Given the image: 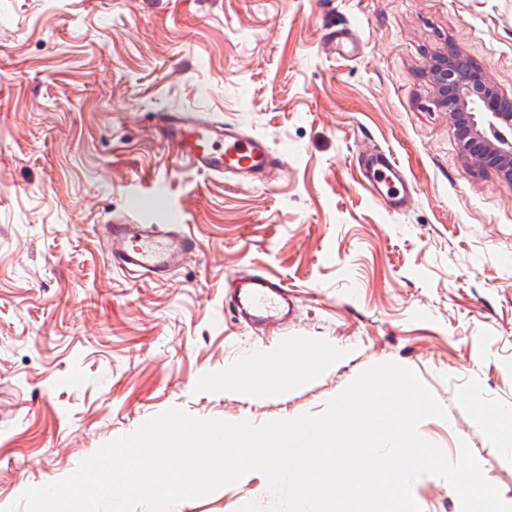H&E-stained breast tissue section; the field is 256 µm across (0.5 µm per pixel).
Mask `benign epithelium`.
Returning <instances> with one entry per match:
<instances>
[{
    "instance_id": "benign-epithelium-1",
    "label": "benign epithelium",
    "mask_w": 512,
    "mask_h": 512,
    "mask_svg": "<svg viewBox=\"0 0 512 512\" xmlns=\"http://www.w3.org/2000/svg\"><path fill=\"white\" fill-rule=\"evenodd\" d=\"M428 74L437 91V105L448 112L457 130L464 157L512 179V112L485 107L493 88L475 71H461L451 54L435 57Z\"/></svg>"
}]
</instances>
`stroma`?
Here are the masks:
<instances>
[{
	"mask_svg": "<svg viewBox=\"0 0 512 512\" xmlns=\"http://www.w3.org/2000/svg\"><path fill=\"white\" fill-rule=\"evenodd\" d=\"M354 55L336 56L338 30ZM468 57L512 99V0H0V512L169 410L198 420L320 414L372 366L413 371L445 409L419 435L468 444L512 503V447L471 392L512 408V181L462 157L427 70ZM212 112L285 153L273 179L197 171L153 133ZM389 151L412 186L381 206L360 154ZM155 197L198 248L166 284L115 270L97 225ZM266 270L297 297L287 331L255 335L224 304ZM311 350V376L264 394L236 372ZM421 512H462L424 475ZM250 472L171 512H268Z\"/></svg>",
	"mask_w": 512,
	"mask_h": 512,
	"instance_id": "35a3bbf8",
	"label": "stroma"
}]
</instances>
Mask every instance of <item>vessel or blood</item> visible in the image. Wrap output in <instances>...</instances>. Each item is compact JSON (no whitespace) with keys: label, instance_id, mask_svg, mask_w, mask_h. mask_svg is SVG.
<instances>
[{"label":"vessel or blood","instance_id":"vessel-or-blood-1","mask_svg":"<svg viewBox=\"0 0 512 512\" xmlns=\"http://www.w3.org/2000/svg\"><path fill=\"white\" fill-rule=\"evenodd\" d=\"M155 130L176 157L206 173L237 180H262L282 170V154L264 138L243 132L223 118L199 112H160ZM361 169L374 195L386 209H402L410 188L391 153L378 150L363 154ZM138 200L132 214L100 225L98 231L113 267L134 279L169 281L197 248L182 224H142L138 214L153 209ZM293 304L287 285L277 276L259 271L235 278L225 294V305L238 321L258 332L283 326Z\"/></svg>","mask_w":512,"mask_h":512}]
</instances>
